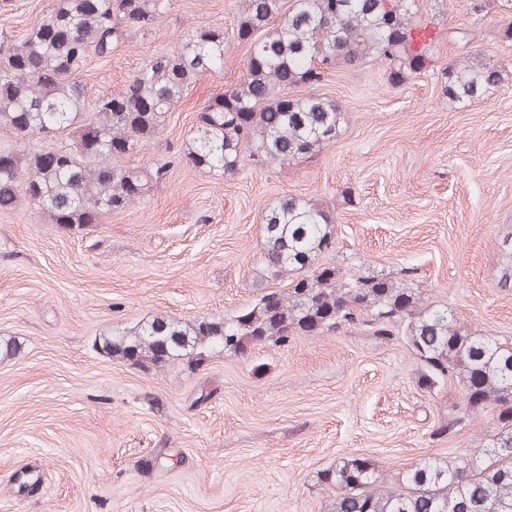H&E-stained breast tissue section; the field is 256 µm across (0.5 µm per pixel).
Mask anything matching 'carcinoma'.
<instances>
[{
	"mask_svg": "<svg viewBox=\"0 0 512 512\" xmlns=\"http://www.w3.org/2000/svg\"><path fill=\"white\" fill-rule=\"evenodd\" d=\"M173 0H52L48 15L18 40L0 43V129L38 140L0 146L12 165L0 168V209L27 200L51 224H98L144 199L168 176V165L127 168L112 164L111 146L130 154L156 139L191 85L224 70V31L198 27L175 49L142 65L114 93L85 111L82 74L92 58L107 60L132 34L147 35ZM422 0H243L236 37L248 45L240 81L212 97L197 115L186 142L192 165L231 176L244 160L257 169L283 166L336 142L341 111L320 94L293 89L320 84L333 68L367 62L384 66L399 85L435 62L436 40L463 50L441 72V92L452 103L494 94L504 66L468 51L466 26L437 30V14ZM512 0H471L477 14ZM60 146L53 160L45 147ZM336 219L312 199L281 196L262 216L258 277L288 278L284 293L269 292L221 321L181 323L166 317L104 338L112 356L144 370L188 357L199 364L206 350L242 353L257 344L285 346L301 334L321 336L337 327H369L382 336L396 330L423 363L419 384L432 388L447 376L462 386L448 406L443 435L461 429L487 408L496 433L486 445L449 464L428 457L408 467L398 486L379 488L375 461L341 457L321 474L334 491L329 512H512V344L472 331L448 310L421 304L413 288L382 274L344 277L317 265L334 250Z\"/></svg>",
	"mask_w": 512,
	"mask_h": 512,
	"instance_id": "cac0c4a2",
	"label": "carcinoma"
}]
</instances>
